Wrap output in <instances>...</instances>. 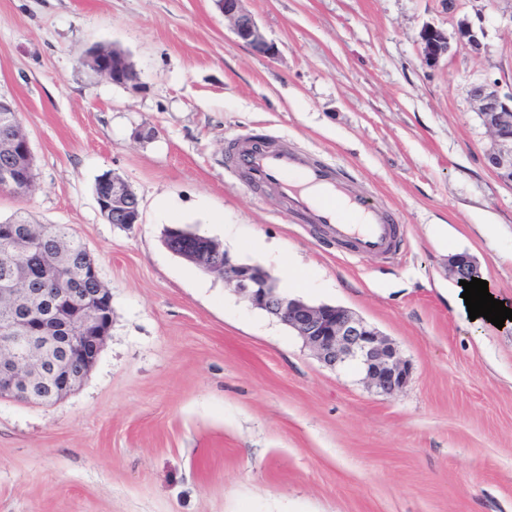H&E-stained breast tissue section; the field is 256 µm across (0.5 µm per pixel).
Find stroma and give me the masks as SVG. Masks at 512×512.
Instances as JSON below:
<instances>
[{"label":"stroma","mask_w":512,"mask_h":512,"mask_svg":"<svg viewBox=\"0 0 512 512\" xmlns=\"http://www.w3.org/2000/svg\"><path fill=\"white\" fill-rule=\"evenodd\" d=\"M278 48L239 41L214 0H0V100L34 160L0 222L65 224L112 293V327L62 401L0 400V512H512V322L470 320L448 260L468 253L512 306V185L472 82L512 90V0H244ZM477 32L435 66L420 32ZM122 50L117 85L82 64ZM241 134L333 162L397 216L396 259H355L250 187ZM120 175L135 224L100 213ZM190 226L280 290L346 308L410 363L377 394L161 243ZM260 239L270 250L252 249Z\"/></svg>","instance_id":"1"}]
</instances>
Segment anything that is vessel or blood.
Segmentation results:
<instances>
[{
    "label": "vessel or blood",
    "instance_id": "obj_1",
    "mask_svg": "<svg viewBox=\"0 0 512 512\" xmlns=\"http://www.w3.org/2000/svg\"><path fill=\"white\" fill-rule=\"evenodd\" d=\"M238 168L251 182L273 190L305 223L331 230L337 242L355 255L386 258L401 244L396 221L387 207L336 165L312 160L304 150L270 140L240 139Z\"/></svg>",
    "mask_w": 512,
    "mask_h": 512
}]
</instances>
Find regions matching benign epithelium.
<instances>
[{"instance_id": "1", "label": "benign epithelium", "mask_w": 512, "mask_h": 512, "mask_svg": "<svg viewBox=\"0 0 512 512\" xmlns=\"http://www.w3.org/2000/svg\"><path fill=\"white\" fill-rule=\"evenodd\" d=\"M243 0H215L224 15L231 21L238 39L248 44L260 56H274L278 49L267 40L256 21L242 7ZM458 42L472 50H480V39L471 24L462 20L455 31ZM421 56L425 63L433 64L448 54V33L432 25L420 33ZM100 73L113 80L131 63L117 51L112 57L98 55L95 59ZM470 98L483 124L496 139V147L487 155L489 167L500 180L512 185V92L501 93L498 84L486 80L470 85ZM6 155L7 165H0V187L18 183L33 184L30 170L32 152L28 135L10 140ZM104 183L111 186L107 196L96 197L102 215L125 224H137L140 203L137 194L120 176L106 174ZM170 237H184L191 246L178 255L205 272L218 269L224 280L251 306L264 310L294 330L331 368L354 365L364 373L369 386L382 395H393L410 381L411 368L398 356L395 346L351 311L328 304L313 306L299 297H290L272 283L261 268L234 261L214 240L199 236L182 228L170 229ZM475 260L463 261L457 256L449 260V271L458 281L472 276L477 268ZM54 294L56 297L55 323L70 331L67 337L70 362H54L49 343L53 326L40 320L25 321L16 326H0V336L16 343L19 358L5 362L0 359V400L14 399L47 404L56 403L72 391L86 376L101 352L109 327H99L103 322L104 308L110 295L98 291L81 297L69 288V275L61 265H53ZM47 374L56 379V389L46 398L33 389L34 380Z\"/></svg>"}]
</instances>
